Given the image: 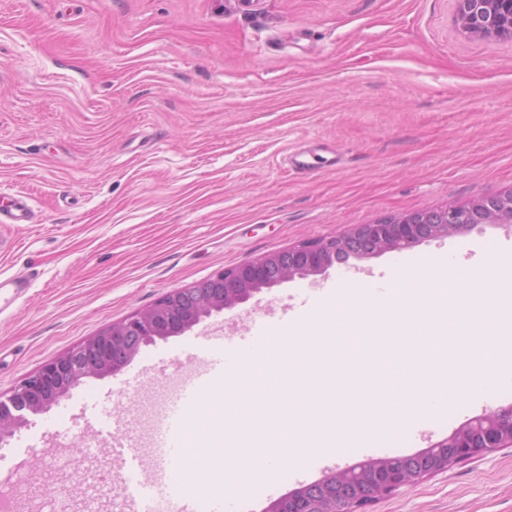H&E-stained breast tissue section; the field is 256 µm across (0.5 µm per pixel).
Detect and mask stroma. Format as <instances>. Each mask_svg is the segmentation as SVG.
Here are the masks:
<instances>
[{"label":"stroma","mask_w":512,"mask_h":512,"mask_svg":"<svg viewBox=\"0 0 512 512\" xmlns=\"http://www.w3.org/2000/svg\"><path fill=\"white\" fill-rule=\"evenodd\" d=\"M301 152L309 164L287 166ZM512 190V40L475 39L456 0H0V207L30 194L33 221L0 223V396L104 327L167 293L265 254L390 215ZM448 267L512 258V228L446 238L263 289L190 331L144 346L0 443L14 512H131L112 454L123 427L148 467L158 429L195 365L197 336L237 337L290 308L296 336L338 339L382 369L398 355L358 346L334 303L350 283L394 282L412 257ZM301 375L356 411L331 356ZM260 377L205 393L190 428L254 411ZM512 404V382L417 426L414 454ZM282 496L364 460L305 451ZM366 512H512V447L401 487Z\"/></svg>","instance_id":"1"}]
</instances>
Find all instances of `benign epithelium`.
Segmentation results:
<instances>
[{"mask_svg": "<svg viewBox=\"0 0 512 512\" xmlns=\"http://www.w3.org/2000/svg\"><path fill=\"white\" fill-rule=\"evenodd\" d=\"M462 29L477 38L512 39V0H457ZM480 224H512V190L465 206L398 214L348 232L269 253L176 289L150 309L104 328L27 376L0 399V443L68 397L85 379L114 375L142 347L180 335L214 313L233 309L265 288L325 272L337 262L411 248ZM512 447V405L484 413L448 437L408 456L369 458L333 471L269 503L264 512H361L401 487L446 472L457 463Z\"/></svg>", "mask_w": 512, "mask_h": 512, "instance_id": "1", "label": "benign epithelium"}]
</instances>
